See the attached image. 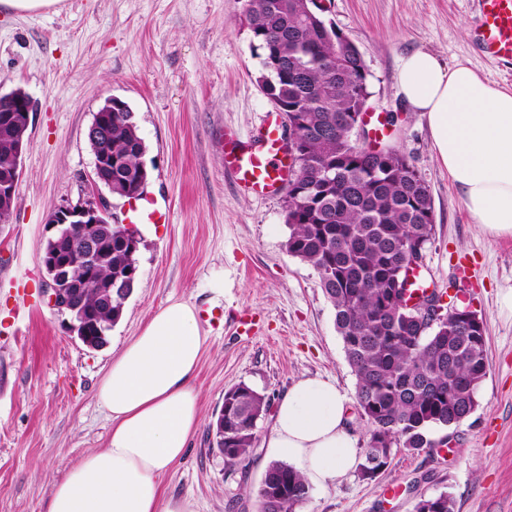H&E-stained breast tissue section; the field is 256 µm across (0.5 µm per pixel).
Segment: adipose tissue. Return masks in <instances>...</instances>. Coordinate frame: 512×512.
Segmentation results:
<instances>
[{
  "label": "adipose tissue",
  "instance_id": "adipose-tissue-1",
  "mask_svg": "<svg viewBox=\"0 0 512 512\" xmlns=\"http://www.w3.org/2000/svg\"><path fill=\"white\" fill-rule=\"evenodd\" d=\"M397 81L410 111L425 113L435 155L475 223L512 236V92L424 50L402 59ZM202 344L194 305L173 301L151 316L98 386L111 422L106 448L67 466L45 512H191L188 502L164 498L163 483L200 426L191 381ZM268 445L314 487L349 473L356 450L335 384L292 385L277 404Z\"/></svg>",
  "mask_w": 512,
  "mask_h": 512
}]
</instances>
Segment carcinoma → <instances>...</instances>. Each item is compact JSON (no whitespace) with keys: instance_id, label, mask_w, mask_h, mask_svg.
Here are the masks:
<instances>
[{"instance_id":"carcinoma-1","label":"carcinoma","mask_w":512,"mask_h":512,"mask_svg":"<svg viewBox=\"0 0 512 512\" xmlns=\"http://www.w3.org/2000/svg\"><path fill=\"white\" fill-rule=\"evenodd\" d=\"M245 14L262 51V90L289 112L302 115L285 196L287 249L311 265L333 307L336 330L356 378L361 416L390 446L361 449L359 468L390 457L392 447H437L432 428L451 427L477 405L486 377L485 340L473 346L448 320L441 295H414L396 283L409 244L425 246L434 225L430 188L393 153L378 157L353 139L352 124L369 94L363 59L347 49L310 0H246ZM15 140L0 132V171L14 156ZM146 144L130 109L112 113V194L142 196L148 171ZM138 268V251L102 255L96 278L84 285L82 308L99 307L101 286ZM269 407L246 384L224 393V461L249 458L254 430ZM309 487L290 465L270 462L258 496L261 512H297ZM454 512L446 493L422 500L417 512Z\"/></svg>"}]
</instances>
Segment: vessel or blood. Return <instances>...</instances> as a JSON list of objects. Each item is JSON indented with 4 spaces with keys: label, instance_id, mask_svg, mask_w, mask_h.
<instances>
[{
    "label": "vessel or blood",
    "instance_id": "b4317fda",
    "mask_svg": "<svg viewBox=\"0 0 512 512\" xmlns=\"http://www.w3.org/2000/svg\"><path fill=\"white\" fill-rule=\"evenodd\" d=\"M480 23L473 32L479 49L491 58L512 59V0H478ZM280 126L266 117L247 138L227 143L225 161L245 186L259 194L278 191L288 177Z\"/></svg>",
    "mask_w": 512,
    "mask_h": 512
}]
</instances>
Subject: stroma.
<instances>
[{
	"label": "stroma",
	"instance_id": "1",
	"mask_svg": "<svg viewBox=\"0 0 512 512\" xmlns=\"http://www.w3.org/2000/svg\"><path fill=\"white\" fill-rule=\"evenodd\" d=\"M323 16L357 46L367 68L372 113L397 115L381 145L399 149L427 182L434 234L418 274L423 287L472 307L485 327L487 375L474 411L434 428L433 450L393 449L374 479L359 470L328 491L310 489L298 512H416L442 493L455 512H512V237L474 224L448 170L432 150L424 113L405 107L401 60L427 50L469 66L512 91V59L473 45L475 0H322ZM244 0H57L36 12L0 9V91L33 102L15 206L0 224V512H44L50 484L66 466L105 447L110 423L98 384L123 346L169 300L210 319L192 385L203 424L165 483V496L192 512H260L258 489L271 458L273 415L255 429L253 452L230 467L211 448L207 425L224 393L244 383L271 404L297 381L336 383L355 447L368 425L355 376L316 271L287 250L284 195L244 189L224 161V134L259 127L275 105L259 83L261 52ZM133 110L147 151L144 191L151 221L138 225V283L121 320L98 350L65 329L47 300L43 246L49 215L89 191L113 222L126 199L92 188L87 130L108 98ZM254 315L255 334L238 330Z\"/></svg>",
	"mask_w": 512,
	"mask_h": 512
}]
</instances>
